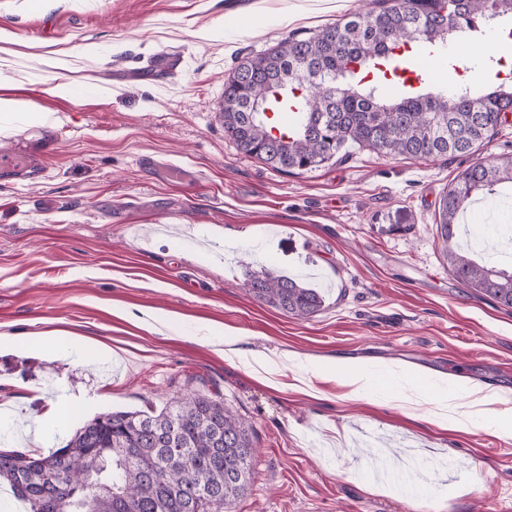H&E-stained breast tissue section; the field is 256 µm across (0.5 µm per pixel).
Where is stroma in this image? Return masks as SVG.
I'll return each mask as SVG.
<instances>
[{
	"instance_id": "35a3bbf8",
	"label": "stroma",
	"mask_w": 512,
	"mask_h": 512,
	"mask_svg": "<svg viewBox=\"0 0 512 512\" xmlns=\"http://www.w3.org/2000/svg\"><path fill=\"white\" fill-rule=\"evenodd\" d=\"M369 0H0V97L38 104L54 128L19 123L0 152L49 142L40 178L0 180V438L39 431L41 454L83 421L220 392L253 426V475L230 512H512V308L448 271L436 213L468 166L512 154V120L472 156L435 161L350 145L311 170L277 171L224 133V81L243 57L311 35ZM490 32L472 64L434 83L484 84ZM177 68L142 75L156 57ZM76 88L61 97L58 85ZM152 157L154 167L142 165ZM486 236L512 239V188L485 198ZM269 264L304 276L322 308L297 318L243 286ZM73 342L44 354L29 336ZM123 348L94 360L89 341ZM281 382L265 385L257 357ZM397 370L391 393L354 397L320 370ZM447 374L485 416L435 424L403 372ZM84 401L66 424L34 391ZM399 486H370L378 449Z\"/></svg>"
}]
</instances>
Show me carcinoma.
I'll return each instance as SVG.
<instances>
[{
	"label": "carcinoma",
	"instance_id": "cac0c4a2",
	"mask_svg": "<svg viewBox=\"0 0 512 512\" xmlns=\"http://www.w3.org/2000/svg\"><path fill=\"white\" fill-rule=\"evenodd\" d=\"M505 15L512 0H378L309 36L293 34L247 56L224 82V132L246 156L277 170H309L355 143L383 155L421 160L469 156L498 134L512 112V85L492 91L438 88L426 80L386 98L375 88L336 84L382 70L397 50L439 47L466 29ZM297 110L276 129L264 110ZM278 133H273V130ZM512 184V155L466 168L440 198L438 226L448 271L497 304L512 308V267L480 264L456 242L463 216L484 192ZM260 302L298 318L320 310L323 297L271 267L246 273ZM252 428L218 394L193 393L160 411L100 413L68 443L38 457L0 450V485L26 512H224L251 479Z\"/></svg>",
	"mask_w": 512,
	"mask_h": 512
}]
</instances>
